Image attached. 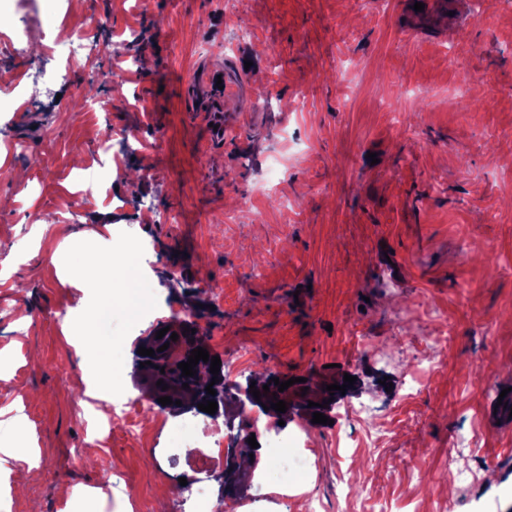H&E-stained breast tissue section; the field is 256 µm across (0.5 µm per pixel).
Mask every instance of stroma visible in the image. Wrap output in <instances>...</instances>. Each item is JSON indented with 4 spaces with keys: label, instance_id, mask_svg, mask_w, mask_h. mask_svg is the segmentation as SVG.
I'll use <instances>...</instances> for the list:
<instances>
[{
    "label": "stroma",
    "instance_id": "stroma-1",
    "mask_svg": "<svg viewBox=\"0 0 512 512\" xmlns=\"http://www.w3.org/2000/svg\"><path fill=\"white\" fill-rule=\"evenodd\" d=\"M404 2L40 0L47 19L0 63V93L42 71L69 26L98 45L97 67L137 65L121 89L94 83L96 112L66 89L0 112V197L11 201L0 210V444L19 413L37 453L6 512H189L177 487L199 475L224 512L223 467L200 473L202 455L173 443L197 413L161 409L135 364L173 304L195 311L227 384L306 380L285 426L307 436L311 469L257 512H308L312 499L320 512H373L377 500L414 512L421 490L432 512H512V425L486 417L512 387V0L412 15ZM242 58L251 66L224 104V140L207 144L185 87L236 75ZM107 136L119 164L72 217L76 166ZM148 211L176 221L148 223ZM45 218L82 232L80 244L37 234ZM91 255L137 268L153 311L126 279L96 282L82 350L61 313ZM205 280L221 301L197 291ZM431 311L451 334L427 367L413 346L434 335ZM97 360L140 398L142 423L91 454L82 383ZM348 374L354 385L334 390ZM327 398L370 404L392 434L372 454L350 422L352 439L337 442L341 427L312 420L311 403ZM458 435L473 447H453ZM464 464L474 483L454 481Z\"/></svg>",
    "mask_w": 512,
    "mask_h": 512
}]
</instances>
